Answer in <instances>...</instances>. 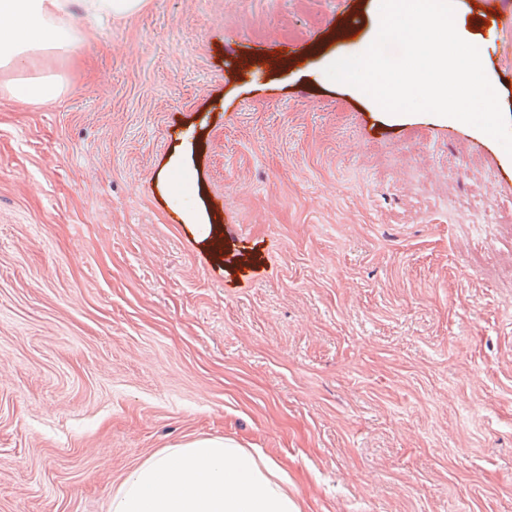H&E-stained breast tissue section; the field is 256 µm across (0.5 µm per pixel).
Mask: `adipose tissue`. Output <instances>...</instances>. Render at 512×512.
<instances>
[{"mask_svg":"<svg viewBox=\"0 0 512 512\" xmlns=\"http://www.w3.org/2000/svg\"><path fill=\"white\" fill-rule=\"evenodd\" d=\"M145 0H0V69L39 51L64 53L82 35L66 19L80 8L89 26L138 13ZM108 512H302L280 464L259 448L203 438L164 448L118 485Z\"/></svg>","mask_w":512,"mask_h":512,"instance_id":"obj_1","label":"adipose tissue"}]
</instances>
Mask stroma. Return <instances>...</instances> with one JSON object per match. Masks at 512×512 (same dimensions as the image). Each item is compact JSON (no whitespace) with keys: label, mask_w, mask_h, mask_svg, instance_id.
Segmentation results:
<instances>
[{"label":"stroma","mask_w":512,"mask_h":512,"mask_svg":"<svg viewBox=\"0 0 512 512\" xmlns=\"http://www.w3.org/2000/svg\"><path fill=\"white\" fill-rule=\"evenodd\" d=\"M453 2L512 123V0ZM379 22L146 0L0 70V512H108L203 437L303 512H512V156L326 76ZM41 74L58 99L5 89Z\"/></svg>","instance_id":"obj_1"}]
</instances>
